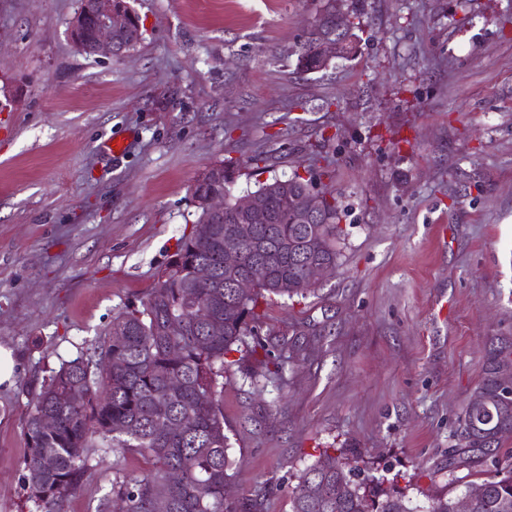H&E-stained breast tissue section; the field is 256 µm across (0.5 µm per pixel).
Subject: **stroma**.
<instances>
[{
	"label": "stroma",
	"mask_w": 512,
	"mask_h": 512,
	"mask_svg": "<svg viewBox=\"0 0 512 512\" xmlns=\"http://www.w3.org/2000/svg\"><path fill=\"white\" fill-rule=\"evenodd\" d=\"M129 5L140 44L89 57L78 0H0V345L18 363L0 512H34L33 395L139 306L227 158L238 197L329 170L345 232L313 291L262 301L224 377L237 512H289L323 448L359 449L362 479L411 507L486 478L448 450L488 340L512 336V0H347L356 57L308 74L295 51L321 0ZM90 463L61 512L150 467L118 448Z\"/></svg>",
	"instance_id": "1"
}]
</instances>
